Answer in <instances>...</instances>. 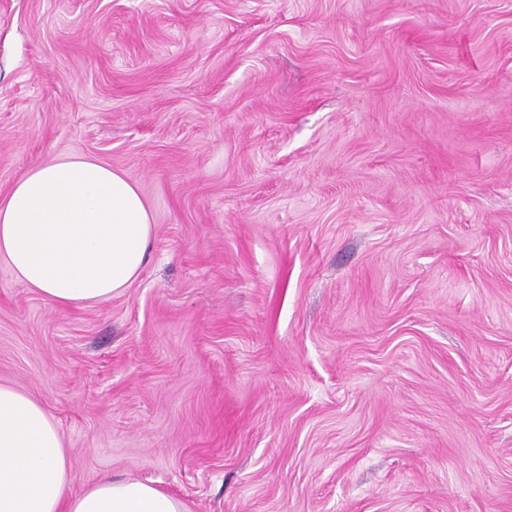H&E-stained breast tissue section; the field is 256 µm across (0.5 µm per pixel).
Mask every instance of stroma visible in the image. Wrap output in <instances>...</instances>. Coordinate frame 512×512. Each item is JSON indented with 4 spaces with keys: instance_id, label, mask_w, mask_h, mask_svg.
<instances>
[{
    "instance_id": "obj_1",
    "label": "stroma",
    "mask_w": 512,
    "mask_h": 512,
    "mask_svg": "<svg viewBox=\"0 0 512 512\" xmlns=\"http://www.w3.org/2000/svg\"><path fill=\"white\" fill-rule=\"evenodd\" d=\"M71 156L155 226L92 306L0 262L73 488L512 512V0H0V201Z\"/></svg>"
}]
</instances>
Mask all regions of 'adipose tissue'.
Returning a JSON list of instances; mask_svg holds the SVG:
<instances>
[{
  "label": "adipose tissue",
  "instance_id": "1",
  "mask_svg": "<svg viewBox=\"0 0 512 512\" xmlns=\"http://www.w3.org/2000/svg\"><path fill=\"white\" fill-rule=\"evenodd\" d=\"M154 226L139 187L104 162L74 156L34 166L0 202V260L61 308L129 288L149 262ZM53 416L0 382V512H185L153 483L106 476L71 487Z\"/></svg>",
  "mask_w": 512,
  "mask_h": 512
}]
</instances>
